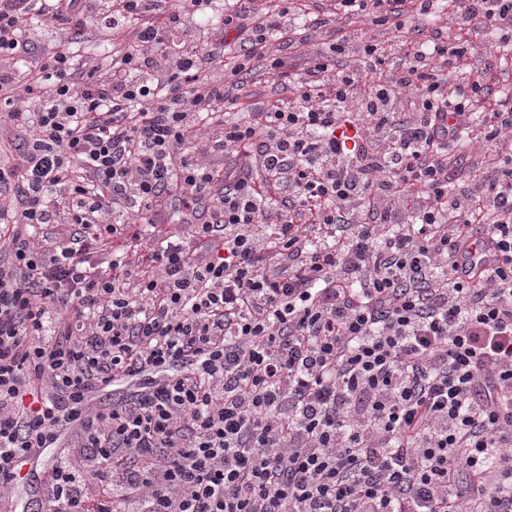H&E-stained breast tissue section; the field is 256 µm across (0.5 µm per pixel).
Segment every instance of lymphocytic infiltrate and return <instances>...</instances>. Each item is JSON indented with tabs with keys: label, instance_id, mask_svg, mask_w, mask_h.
<instances>
[{
	"label": "lymphocytic infiltrate",
	"instance_id": "obj_1",
	"mask_svg": "<svg viewBox=\"0 0 512 512\" xmlns=\"http://www.w3.org/2000/svg\"><path fill=\"white\" fill-rule=\"evenodd\" d=\"M212 2L0 0V124L25 131L0 166V501L54 448L46 512H512V106L475 116L484 71L452 79L481 44L406 41L392 72L341 42L291 104L245 107L224 81L281 67L298 6L225 11L228 69L186 26ZM449 18L508 34L512 0ZM32 20L65 35L40 48ZM175 31L202 49L168 53ZM216 118L222 170L199 152ZM474 127L492 160L465 169L448 149ZM170 199L184 230L146 266L91 264ZM219 16H214L213 22H210L213 28L212 32L215 33L216 39L219 41L221 39L224 40V45H226V56H224V61L227 63V68L230 69L237 62V57H234L239 54V38L237 36V32L235 30H222V25L219 23Z\"/></svg>",
	"mask_w": 512,
	"mask_h": 512
}]
</instances>
